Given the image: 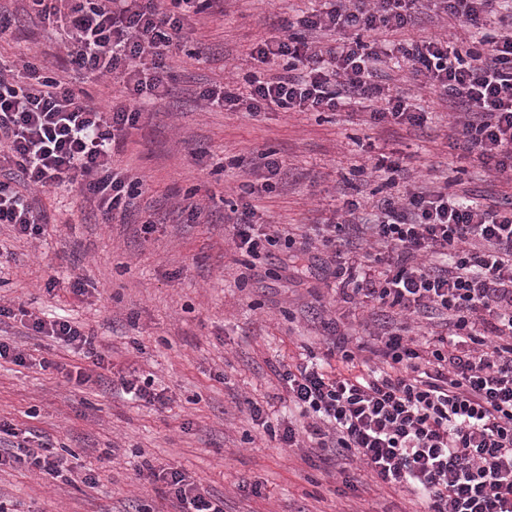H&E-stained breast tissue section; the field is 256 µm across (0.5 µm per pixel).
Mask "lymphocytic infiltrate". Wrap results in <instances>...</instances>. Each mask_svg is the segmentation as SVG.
<instances>
[{
    "instance_id": "obj_1",
    "label": "lymphocytic infiltrate",
    "mask_w": 512,
    "mask_h": 512,
    "mask_svg": "<svg viewBox=\"0 0 512 512\" xmlns=\"http://www.w3.org/2000/svg\"><path fill=\"white\" fill-rule=\"evenodd\" d=\"M42 24H60L75 78L52 73L37 55L0 62V224L39 235L45 215L32 193L78 189L104 217L126 214L143 182L114 170L112 157L153 100L171 93L166 61L185 40L187 13L220 0H27ZM426 0H318L280 34L260 39L247 92L213 86L202 97L228 112L356 113L371 123L424 128L429 116L391 94L382 73L411 68L423 87L452 105L461 137L451 150L487 171L512 177V0H437L448 35L391 42L413 27ZM470 50L460 51V42ZM115 76L121 88L98 105L77 79ZM235 250L253 259L276 246L310 252V240L267 232L247 203L224 215ZM364 226L370 250L358 251L339 224L314 233L333 250L342 300L359 299L382 323L370 342L332 339L326 358L308 354L285 369L288 400L307 423L285 425L288 447L307 438L320 451L362 461L380 483L418 497L423 512H512V201L490 205L447 186L386 196ZM442 319L425 343L407 338V320ZM37 332L81 349L93 365L106 356L80 324L31 316ZM24 463L52 477L67 457L20 444L0 452V467ZM190 512H222L186 473L147 467Z\"/></svg>"
}]
</instances>
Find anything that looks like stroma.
Segmentation results:
<instances>
[{
	"label": "stroma",
	"mask_w": 512,
	"mask_h": 512,
	"mask_svg": "<svg viewBox=\"0 0 512 512\" xmlns=\"http://www.w3.org/2000/svg\"><path fill=\"white\" fill-rule=\"evenodd\" d=\"M309 0H224L223 14L192 18L193 31L170 66L171 96L144 114L113 167L145 182L126 216L107 221L74 191H48L41 235L0 226V303L50 320L66 317L94 335L109 364L98 382L78 384L68 371L88 366L74 346L40 335L19 319L0 320V338L27 356L0 359V419L32 432L55 451L73 454L94 486L50 479L24 465L0 468L6 512H179L162 483L139 473L143 461L187 473L223 499L224 512H419L405 490L364 479L345 491L343 472L355 460L321 462L318 449L282 447L252 421L262 407L272 426L296 421L278 377L307 351L324 354L327 322L368 340L370 312L339 301L331 250L313 245L310 259L287 251L245 271L230 243L231 228L198 218L188 223L177 202L193 194L219 212L250 182L234 159L274 153L282 178L271 192L247 196L270 229L296 234L334 218L345 200L369 202L447 181L449 192L491 203L512 195V182L475 163L455 162L448 149V101L418 91L408 72L388 70L392 89L416 95L430 114L419 131L375 126L345 112H283L252 117L206 104L203 89L244 86L255 66L253 45L274 34L273 21L308 8ZM60 31L22 20L0 58L16 60L36 46L57 68ZM209 155L197 159V148ZM402 168L395 185L374 170L378 155ZM156 226L144 233L142 224ZM82 292H74L73 281ZM54 361L41 369L39 359ZM150 381L160 404L130 400L120 377Z\"/></svg>",
	"instance_id": "obj_1"
}]
</instances>
